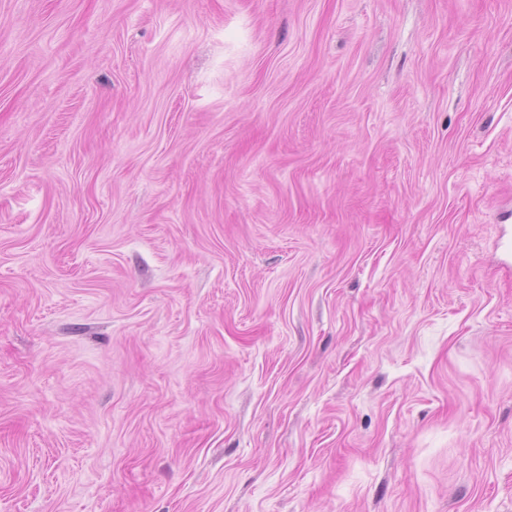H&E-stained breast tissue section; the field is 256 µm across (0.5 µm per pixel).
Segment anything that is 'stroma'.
Returning a JSON list of instances; mask_svg holds the SVG:
<instances>
[{"instance_id": "stroma-1", "label": "stroma", "mask_w": 512, "mask_h": 512, "mask_svg": "<svg viewBox=\"0 0 512 512\" xmlns=\"http://www.w3.org/2000/svg\"><path fill=\"white\" fill-rule=\"evenodd\" d=\"M512 0H0V512H512Z\"/></svg>"}]
</instances>
